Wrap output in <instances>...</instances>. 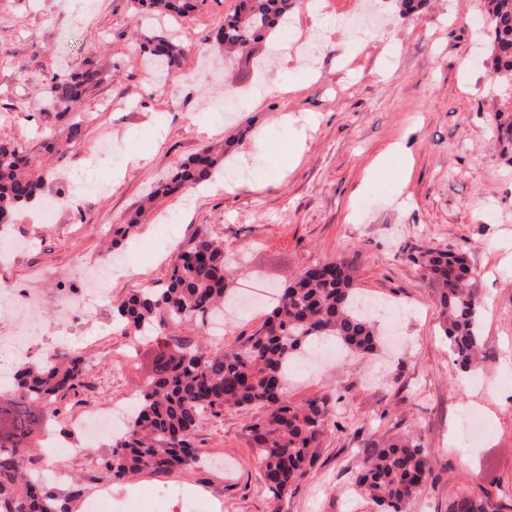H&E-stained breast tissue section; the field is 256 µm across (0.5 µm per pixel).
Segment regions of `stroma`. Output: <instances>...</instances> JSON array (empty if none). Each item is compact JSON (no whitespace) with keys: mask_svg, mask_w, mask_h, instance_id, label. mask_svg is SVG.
<instances>
[{"mask_svg":"<svg viewBox=\"0 0 512 512\" xmlns=\"http://www.w3.org/2000/svg\"><path fill=\"white\" fill-rule=\"evenodd\" d=\"M132 0H0V138L22 144L54 171L48 192L64 176L89 169L102 196L67 211L63 223L20 217L0 240L34 238L22 258L0 261V282L23 283L37 270L54 273L42 287L45 316L28 325L32 336H58L56 287L77 277L87 262L101 261L118 224L132 215L161 176L202 145L235 137L226 159L241 175L230 186L165 198L145 214L121 254L127 274L107 289L116 304L165 283L177 243L200 226L222 237L240 258L238 281L283 287L305 267L345 254L354 259V286L385 306L381 329L395 332L396 351L379 347L368 356L338 353L314 367L293 366L288 398L301 404L329 397L332 429L321 438L316 463L288 494L263 483L247 427L263 409H230L206 419L197 432L205 468L139 472L110 479L101 440L85 453L81 432L69 420L83 403H123L152 373L145 348L130 363H111L104 349L85 352L88 386L60 403L57 428L68 430L71 451L60 458L79 493L71 512H89L88 475L112 483V512L149 507L153 489L182 485L185 496L209 490L222 512H381L357 494L354 477L371 446L418 439L434 468L406 512H448L457 493L488 497L512 512V164L501 155L492 115V79L480 41L483 0H430L404 19L385 0L387 26L364 48L332 33L314 61H280V38L303 44L315 28L311 4L291 13L292 26L262 45L276 68L261 71L225 61L210 33L238 0H205L187 18H142ZM159 34L185 49L175 83L158 85L138 59L144 35ZM225 61L220 80L210 65ZM103 67L108 79L86 99L76 149L43 152L42 135L64 120L46 111L40 86L47 74ZM112 97L118 112L99 103ZM110 157H98L104 137ZM403 155L391 167L378 160L394 143ZM146 155L143 166L128 163ZM423 248L462 251L476 273L481 334L492 356L481 374L460 371L441 335L436 298L418 263ZM479 409L484 441L459 444L458 420Z\"/></svg>","mask_w":512,"mask_h":512,"instance_id":"35a3bbf8","label":"stroma"}]
</instances>
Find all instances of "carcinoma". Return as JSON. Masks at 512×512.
Segmentation results:
<instances>
[{
    "mask_svg": "<svg viewBox=\"0 0 512 512\" xmlns=\"http://www.w3.org/2000/svg\"><path fill=\"white\" fill-rule=\"evenodd\" d=\"M205 0H134L141 13L187 17ZM299 0H239L213 39L224 51L249 61L259 42L284 24ZM488 54L485 64L495 75L500 107L495 112L498 140L512 163V0H486ZM141 52L171 75L183 52L154 37ZM107 79L89 63L70 74H54L41 92L45 105L60 116L78 106ZM82 122L62 133L43 135V150L61 153L81 137ZM224 168V152L210 146L157 182L140 205L145 211L164 197L206 185ZM49 174L35 155L14 141H0V225L33 206L42 207ZM430 282L438 288L440 327L460 369L478 367L488 357L481 336L482 300L470 288L474 276L464 254L427 249L420 254ZM354 261L347 255L305 268L280 290L264 324L236 347H206L188 338L162 337L169 319L199 326L216 308L233 301L224 241L209 228H197L179 246L164 287L146 288L117 306L126 333L145 332L161 366L139 391L125 429L112 435L105 469L115 477L144 470L166 472L197 464L194 444L204 418L226 409L258 406L266 415L249 425L253 447L262 463L263 482L276 495L290 490L313 467L315 448L329 430V399L311 398L300 405L288 400L284 378L288 363L304 348L328 339L353 353L372 352L379 342L374 316L358 305ZM88 365L72 352L45 364L27 362L14 384L0 391V512H70L69 498L54 494L25 461L42 418L61 413L60 401L87 387ZM433 461L413 437H403L368 453L355 478L356 491L386 512H404L432 475ZM449 512H494L491 502L467 493L455 496Z\"/></svg>",
    "mask_w": 512,
    "mask_h": 512,
    "instance_id": "carcinoma-1",
    "label": "carcinoma"
}]
</instances>
